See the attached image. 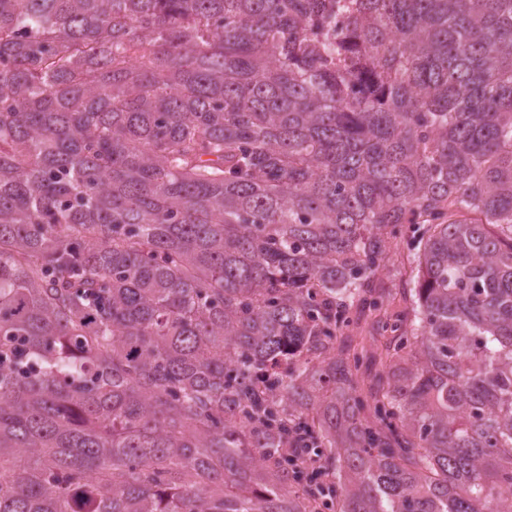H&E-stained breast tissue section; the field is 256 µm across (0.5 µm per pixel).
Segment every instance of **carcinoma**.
I'll list each match as a JSON object with an SVG mask.
<instances>
[{
    "instance_id": "obj_1",
    "label": "carcinoma",
    "mask_w": 512,
    "mask_h": 512,
    "mask_svg": "<svg viewBox=\"0 0 512 512\" xmlns=\"http://www.w3.org/2000/svg\"><path fill=\"white\" fill-rule=\"evenodd\" d=\"M509 499L512 0H0V512ZM411 236L410 231L405 230L398 248L394 249L390 255L386 269L383 271L379 280L384 288H392L393 292L398 291L394 288H402L405 280L414 278L417 275L416 264L413 262L412 256L409 255V248L406 241Z\"/></svg>"
}]
</instances>
